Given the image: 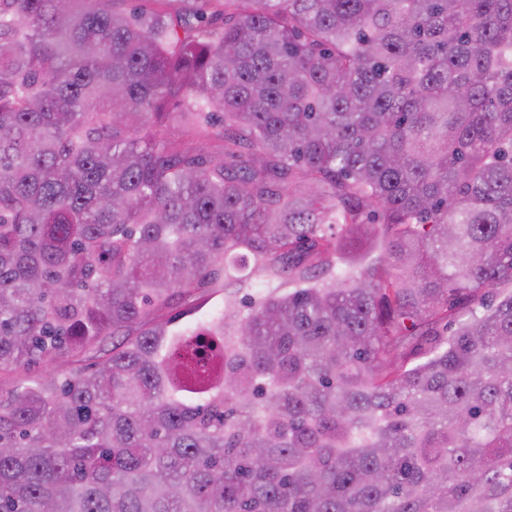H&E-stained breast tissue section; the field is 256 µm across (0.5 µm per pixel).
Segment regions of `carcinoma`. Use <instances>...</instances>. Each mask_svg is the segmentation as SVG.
Segmentation results:
<instances>
[{
    "label": "carcinoma",
    "mask_w": 512,
    "mask_h": 512,
    "mask_svg": "<svg viewBox=\"0 0 512 512\" xmlns=\"http://www.w3.org/2000/svg\"><path fill=\"white\" fill-rule=\"evenodd\" d=\"M172 2L0 0V512H512V0Z\"/></svg>",
    "instance_id": "carcinoma-1"
}]
</instances>
